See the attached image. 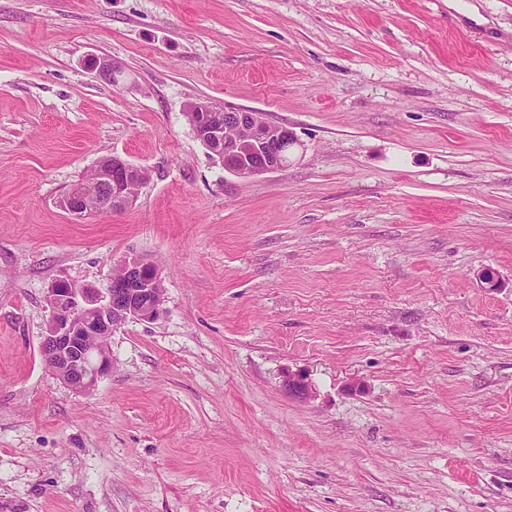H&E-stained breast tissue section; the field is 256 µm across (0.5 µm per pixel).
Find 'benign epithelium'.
I'll return each instance as SVG.
<instances>
[{
    "label": "benign epithelium",
    "instance_id": "7a95c632",
    "mask_svg": "<svg viewBox=\"0 0 512 512\" xmlns=\"http://www.w3.org/2000/svg\"><path fill=\"white\" fill-rule=\"evenodd\" d=\"M86 66L109 84H117L122 68L112 59L94 55ZM196 137L237 177H250L283 168L302 143L286 125L268 121L260 112L197 99L185 108ZM145 171L119 155L97 163L82 189L66 191L60 207L76 217L132 207ZM51 316L40 351L49 371L78 393H90L112 371L110 339L129 319L152 321L162 311L164 295L155 268L141 258H130L112 273L108 288L59 280L48 288ZM288 393L308 401L316 387L307 374L283 376Z\"/></svg>",
    "mask_w": 512,
    "mask_h": 512
}]
</instances>
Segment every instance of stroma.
<instances>
[{
    "label": "stroma",
    "mask_w": 512,
    "mask_h": 512,
    "mask_svg": "<svg viewBox=\"0 0 512 512\" xmlns=\"http://www.w3.org/2000/svg\"><path fill=\"white\" fill-rule=\"evenodd\" d=\"M199 98L303 146L231 175ZM115 154L135 205L59 207ZM132 257L74 392L48 289ZM0 512H512V0H0ZM86 66L96 73V76L109 84H118L123 75L122 68L112 59L105 56L94 55L87 59ZM155 268L130 258L112 273L105 291L59 280L48 289L51 316L40 351L49 371L78 393H90L112 371L110 339L129 319L152 321L164 295ZM282 384L291 396L303 401L314 399L316 396L315 385L303 372L288 371V374L283 376Z\"/></svg>",
    "instance_id": "stroma-1"
}]
</instances>
